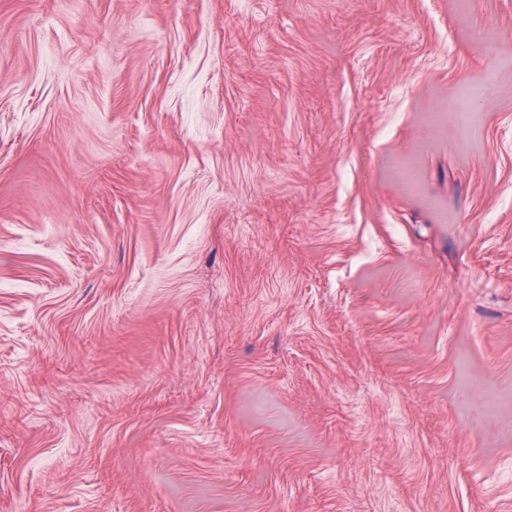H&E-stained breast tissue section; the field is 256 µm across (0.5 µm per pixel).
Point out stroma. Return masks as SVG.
Instances as JSON below:
<instances>
[{
	"label": "stroma",
	"instance_id": "obj_1",
	"mask_svg": "<svg viewBox=\"0 0 512 512\" xmlns=\"http://www.w3.org/2000/svg\"><path fill=\"white\" fill-rule=\"evenodd\" d=\"M0 512H512V0H0Z\"/></svg>",
	"mask_w": 512,
	"mask_h": 512
}]
</instances>
